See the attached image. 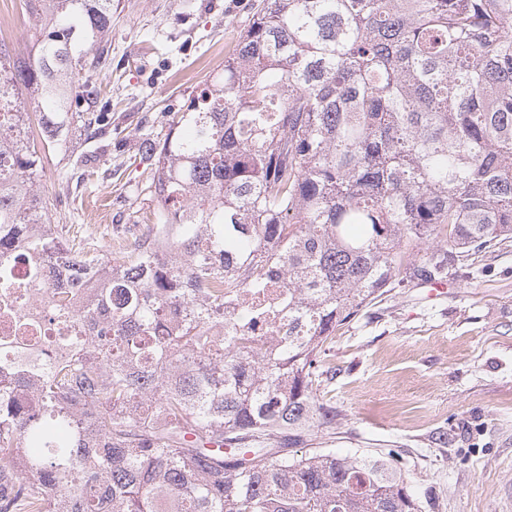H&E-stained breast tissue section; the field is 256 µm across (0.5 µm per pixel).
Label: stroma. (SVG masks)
I'll list each match as a JSON object with an SVG mask.
<instances>
[{
	"label": "stroma",
	"mask_w": 512,
	"mask_h": 512,
	"mask_svg": "<svg viewBox=\"0 0 512 512\" xmlns=\"http://www.w3.org/2000/svg\"><path fill=\"white\" fill-rule=\"evenodd\" d=\"M259 0H112V67L96 77L93 111L112 130L96 159L47 153L36 188L54 224L118 256L156 210L142 134H166L220 72ZM446 297L413 277L341 326L316 394L336 411L323 448L393 455L419 512H497L512 485V242L445 274Z\"/></svg>",
	"instance_id": "1"
}]
</instances>
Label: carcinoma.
<instances>
[{
  "instance_id": "cac0c4a2",
  "label": "carcinoma",
  "mask_w": 512,
  "mask_h": 512,
  "mask_svg": "<svg viewBox=\"0 0 512 512\" xmlns=\"http://www.w3.org/2000/svg\"><path fill=\"white\" fill-rule=\"evenodd\" d=\"M28 6L32 51L0 50V512H417L388 460L313 447L336 425L314 384L397 277L512 242V0H260L140 139L160 223L114 264L49 222L22 106L45 150L108 120L80 74L112 57L77 45L112 0ZM272 276L288 338L267 352L224 333V290Z\"/></svg>"
}]
</instances>
